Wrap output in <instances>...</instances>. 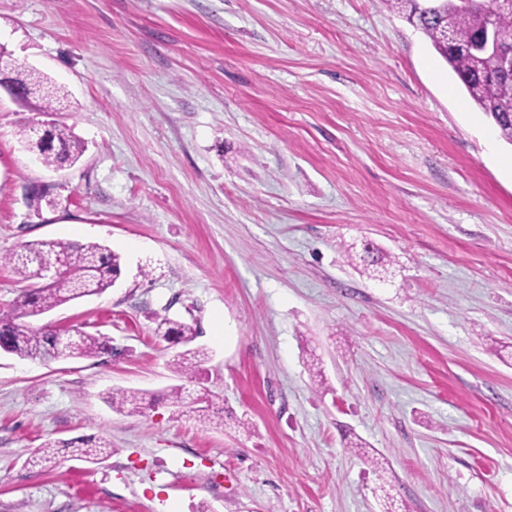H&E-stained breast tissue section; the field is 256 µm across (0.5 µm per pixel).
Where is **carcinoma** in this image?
I'll return each mask as SVG.
<instances>
[{
    "mask_svg": "<svg viewBox=\"0 0 512 512\" xmlns=\"http://www.w3.org/2000/svg\"><path fill=\"white\" fill-rule=\"evenodd\" d=\"M387 5L407 15L409 22L420 29L435 51L448 63L471 100L499 129L500 137L512 145V73H500L496 62L479 46V36L485 28L493 29L501 47L512 52V11L495 9L489 0L484 8L471 7L465 0H439L436 10L426 8L424 0H385ZM46 91L37 110L54 112L68 92L49 77H42ZM49 145L35 143L40 161L55 169L75 164L84 152L82 142L63 123L48 132ZM22 279L30 285L22 291L10 313L0 316V351L20 358L54 360L94 358L107 348L106 340L79 328L67 331L68 338L57 341L59 330L45 324L30 322L70 301L97 295L112 286L120 274V256L103 244L41 240L20 244L4 256ZM56 266L49 280H36L40 264ZM157 332L167 340L186 346L172 360L174 368L188 373L209 359L202 347H189L197 336L196 329L182 321L163 317ZM112 406L118 411L135 412L139 397L135 392H114ZM71 453L87 462H96L112 453L106 439H78L65 444ZM57 445L45 443L28 463L39 466L52 461Z\"/></svg>",
    "mask_w": 512,
    "mask_h": 512,
    "instance_id": "1",
    "label": "carcinoma"
}]
</instances>
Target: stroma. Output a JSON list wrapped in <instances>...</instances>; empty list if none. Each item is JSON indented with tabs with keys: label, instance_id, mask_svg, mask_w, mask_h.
<instances>
[{
	"label": "stroma",
	"instance_id": "35a3bbf8",
	"mask_svg": "<svg viewBox=\"0 0 512 512\" xmlns=\"http://www.w3.org/2000/svg\"><path fill=\"white\" fill-rule=\"evenodd\" d=\"M0 45L66 88L55 119L86 147L43 166L21 137L42 114L0 87V252L98 242L121 264L38 319L111 353L0 354V512H512V145L403 14L0 0ZM165 315L197 328L200 373L174 370ZM101 437L100 463H27Z\"/></svg>",
	"mask_w": 512,
	"mask_h": 512
}]
</instances>
